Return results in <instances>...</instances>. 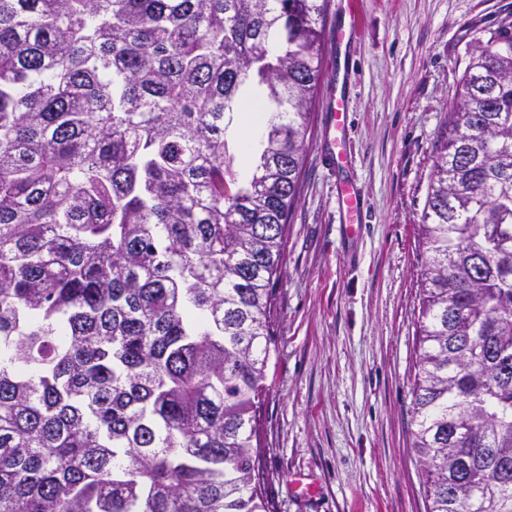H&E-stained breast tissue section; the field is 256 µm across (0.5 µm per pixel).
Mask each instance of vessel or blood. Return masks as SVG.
Segmentation results:
<instances>
[{"mask_svg":"<svg viewBox=\"0 0 512 512\" xmlns=\"http://www.w3.org/2000/svg\"><path fill=\"white\" fill-rule=\"evenodd\" d=\"M344 11L349 17L347 24L337 27L334 41L337 48L347 49L360 35L359 19L354 9V0H345ZM334 91L326 104L324 128L325 159L327 164L342 175L337 189V205L345 223L363 225L367 210L365 199L356 187L350 171L352 155L346 149L348 133V112L351 88V67L349 63L337 64L333 74Z\"/></svg>","mask_w":512,"mask_h":512,"instance_id":"b4317fda","label":"vessel or blood"}]
</instances>
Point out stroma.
Here are the masks:
<instances>
[{
	"instance_id": "1",
	"label": "stroma",
	"mask_w": 512,
	"mask_h": 512,
	"mask_svg": "<svg viewBox=\"0 0 512 512\" xmlns=\"http://www.w3.org/2000/svg\"><path fill=\"white\" fill-rule=\"evenodd\" d=\"M347 147L368 204L342 224L324 160L321 81L276 286L259 418L278 512H426L413 447L418 226L434 146L476 38L512 24V0H358Z\"/></svg>"
}]
</instances>
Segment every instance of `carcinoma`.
Returning a JSON list of instances; mask_svg holds the SVG:
<instances>
[{
  "label": "carcinoma",
  "instance_id": "obj_1",
  "mask_svg": "<svg viewBox=\"0 0 512 512\" xmlns=\"http://www.w3.org/2000/svg\"><path fill=\"white\" fill-rule=\"evenodd\" d=\"M328 3L0 0V512H277L253 441ZM435 151L426 512H512V24Z\"/></svg>",
  "mask_w": 512,
  "mask_h": 512
}]
</instances>
